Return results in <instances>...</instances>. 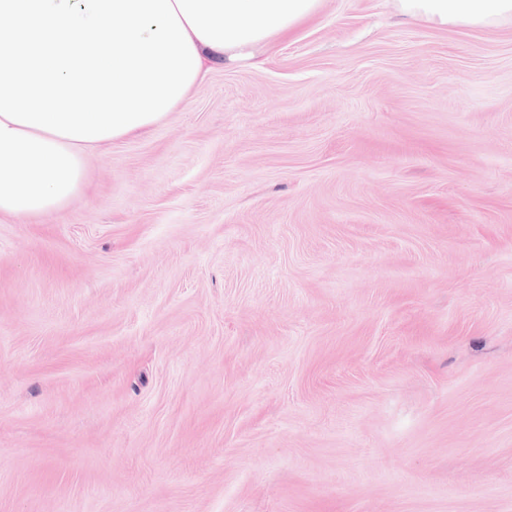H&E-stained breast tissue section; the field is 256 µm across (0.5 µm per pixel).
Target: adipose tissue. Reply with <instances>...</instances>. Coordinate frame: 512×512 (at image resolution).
<instances>
[{
  "mask_svg": "<svg viewBox=\"0 0 512 512\" xmlns=\"http://www.w3.org/2000/svg\"><path fill=\"white\" fill-rule=\"evenodd\" d=\"M321 0H0V215L65 207L103 145L186 105L213 60L235 66ZM435 28L496 27L512 0H396Z\"/></svg>",
  "mask_w": 512,
  "mask_h": 512,
  "instance_id": "obj_1",
  "label": "adipose tissue"
}]
</instances>
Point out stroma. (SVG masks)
I'll return each mask as SVG.
<instances>
[{"label": "stroma", "mask_w": 512, "mask_h": 512, "mask_svg": "<svg viewBox=\"0 0 512 512\" xmlns=\"http://www.w3.org/2000/svg\"><path fill=\"white\" fill-rule=\"evenodd\" d=\"M0 512H512V23L322 0L1 216Z\"/></svg>", "instance_id": "35a3bbf8"}]
</instances>
